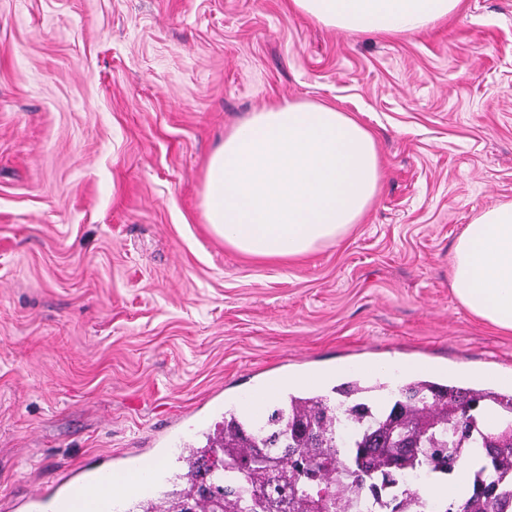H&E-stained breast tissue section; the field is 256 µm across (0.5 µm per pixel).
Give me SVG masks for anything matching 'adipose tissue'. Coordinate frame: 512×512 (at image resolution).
I'll return each mask as SVG.
<instances>
[{"label": "adipose tissue", "mask_w": 512, "mask_h": 512, "mask_svg": "<svg viewBox=\"0 0 512 512\" xmlns=\"http://www.w3.org/2000/svg\"><path fill=\"white\" fill-rule=\"evenodd\" d=\"M460 0H291L345 31L396 35L448 18ZM381 190L378 142L336 107L286 101L232 126L210 154L201 207L212 234L239 253L291 260L340 241ZM453 292L473 315L512 332V202L477 215L454 244Z\"/></svg>", "instance_id": "adipose-tissue-1"}]
</instances>
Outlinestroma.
Returning a JSON list of instances; mask_svg holds the SVG:
<instances>
[{
  "label": "stroma",
  "instance_id": "1",
  "mask_svg": "<svg viewBox=\"0 0 512 512\" xmlns=\"http://www.w3.org/2000/svg\"><path fill=\"white\" fill-rule=\"evenodd\" d=\"M289 0H0V512L102 459L219 423L270 379L323 394L354 365L512 393V334L463 307L448 256L512 201V0L395 37ZM285 100L376 135L362 224L263 261L204 223L206 159Z\"/></svg>",
  "mask_w": 512,
  "mask_h": 512
}]
</instances>
